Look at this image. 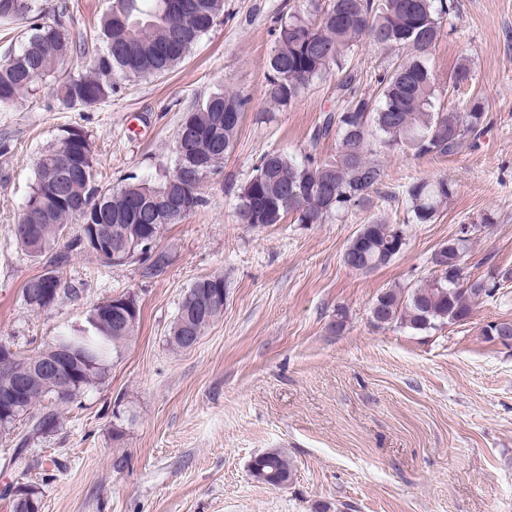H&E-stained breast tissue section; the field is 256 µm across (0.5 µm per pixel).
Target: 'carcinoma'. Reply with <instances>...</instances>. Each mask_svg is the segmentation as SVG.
<instances>
[{
	"instance_id": "cac0c4a2",
	"label": "carcinoma",
	"mask_w": 512,
	"mask_h": 512,
	"mask_svg": "<svg viewBox=\"0 0 512 512\" xmlns=\"http://www.w3.org/2000/svg\"><path fill=\"white\" fill-rule=\"evenodd\" d=\"M34 0H0V24L23 29L17 54L0 63V108L14 106L25 92L54 78L57 101L64 107L88 108L107 100L116 81L162 75L174 70L224 13V0H195L192 16L157 9L159 0H112L92 33L74 34L67 5L57 8L49 23L34 12ZM456 9L454 0H309L277 20L275 46L269 58L264 96L285 107L306 88L327 77L336 78L340 107L323 115L311 137V148L297 160L279 151L265 153L236 196V223L249 228L281 224L288 215L299 224H321L369 198L382 182L383 166L371 156V140L385 150L410 151L416 156L449 157L471 147L487 125V112L478 97L463 111L437 108L438 86L430 67V50L444 21ZM398 50L390 69L376 78L378 93L357 91L350 58L361 41ZM468 60L450 77L459 89L471 80ZM249 97L238 91L209 95L186 112L176 132L172 171L154 181L136 176L118 188L97 178V159L91 139L71 130L48 145L34 162V178L24 209L29 222L15 224L12 235L24 255L43 263L56 275L51 298L23 297L34 311L52 309L62 298L75 297L63 269L76 254H92L110 265L93 245L91 225L115 229L106 240L117 250L137 224L149 226L158 239L169 224H179L206 203L205 177L220 174L236 142ZM191 126L194 139L181 138ZM336 138V154L317 156L320 140ZM85 140L76 146L75 139ZM60 173L50 189L45 179ZM454 196V185L442 178L406 186L405 198L415 224L433 223ZM467 231L449 239L434 252L435 270L416 287L389 288L374 301L370 314L378 327L408 328L416 333L447 324H464L474 304L492 298L507 272L463 280V261L469 253ZM405 245L403 231L381 220L362 225L347 245L346 267L368 272L388 264ZM169 262L158 250L141 262L151 276ZM224 290V275L194 281L183 295L167 336L175 351L189 350L188 340L202 336L216 321L202 310ZM138 323L127 321L112 308V316L97 317L92 308L84 329L64 334L74 354L60 362L59 378L34 383L25 407L4 418L0 440L11 448H26L58 431L64 411L79 403L85 390L104 380L112 362L121 357L135 336ZM27 361L0 360V384L32 380ZM250 474L259 483L280 488L293 480L288 455L270 449L255 456ZM40 488L26 484L12 497L13 512H41Z\"/></svg>"
}]
</instances>
